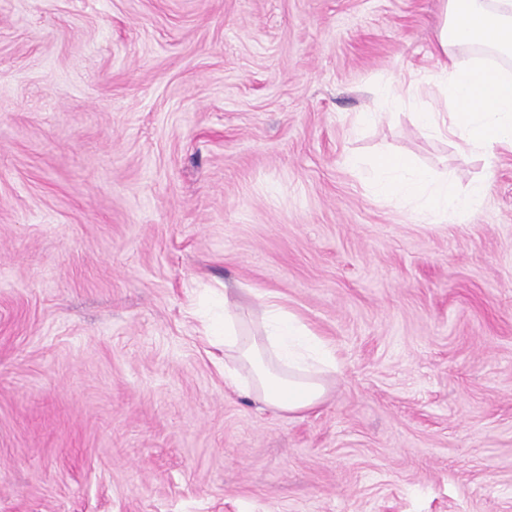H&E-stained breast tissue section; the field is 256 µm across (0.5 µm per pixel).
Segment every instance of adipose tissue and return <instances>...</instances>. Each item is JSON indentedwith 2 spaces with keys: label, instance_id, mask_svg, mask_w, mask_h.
I'll list each match as a JSON object with an SVG mask.
<instances>
[{
  "label": "adipose tissue",
  "instance_id": "adipose-tissue-1",
  "mask_svg": "<svg viewBox=\"0 0 512 512\" xmlns=\"http://www.w3.org/2000/svg\"><path fill=\"white\" fill-rule=\"evenodd\" d=\"M433 52L438 69L378 100L362 120L375 124L409 106L426 133L449 137L462 151L488 157L512 151V0H441ZM347 163L376 198L438 223L471 216L487 196L485 182L462 188L398 153L366 163L351 156ZM224 359L230 386L288 414L320 405L323 375L336 367L331 348L271 294L258 296L249 313L225 294Z\"/></svg>",
  "mask_w": 512,
  "mask_h": 512
}]
</instances>
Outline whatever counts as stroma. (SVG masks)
Here are the masks:
<instances>
[{
  "label": "stroma",
  "instance_id": "obj_1",
  "mask_svg": "<svg viewBox=\"0 0 512 512\" xmlns=\"http://www.w3.org/2000/svg\"><path fill=\"white\" fill-rule=\"evenodd\" d=\"M440 9L0 0V512H512V152L355 124ZM383 152L484 206L374 200ZM227 287L331 347L320 406L225 385Z\"/></svg>",
  "mask_w": 512,
  "mask_h": 512
}]
</instances>
